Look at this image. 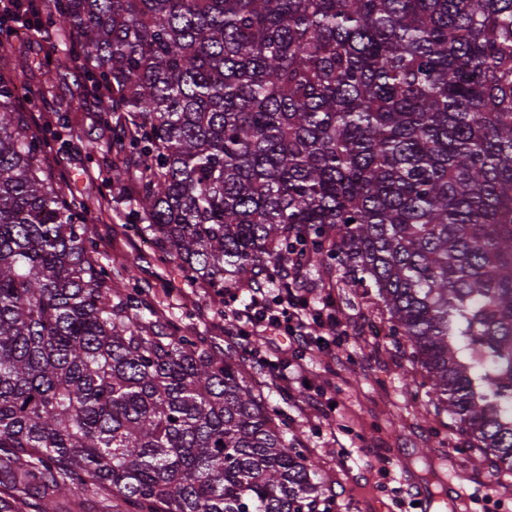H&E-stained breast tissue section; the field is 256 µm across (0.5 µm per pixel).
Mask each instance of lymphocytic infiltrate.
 Returning <instances> with one entry per match:
<instances>
[{
	"label": "lymphocytic infiltrate",
	"mask_w": 512,
	"mask_h": 512,
	"mask_svg": "<svg viewBox=\"0 0 512 512\" xmlns=\"http://www.w3.org/2000/svg\"><path fill=\"white\" fill-rule=\"evenodd\" d=\"M231 318L230 334L239 345L250 346L269 336L287 337V348H275L261 362L270 383L281 386L304 384L308 379L306 355L324 351L321 336L345 332L330 296L312 297L293 287L274 293L253 287L249 303L232 310Z\"/></svg>",
	"instance_id": "obj_1"
}]
</instances>
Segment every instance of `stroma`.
<instances>
[{
  "label": "stroma",
  "instance_id": "1",
  "mask_svg": "<svg viewBox=\"0 0 512 512\" xmlns=\"http://www.w3.org/2000/svg\"><path fill=\"white\" fill-rule=\"evenodd\" d=\"M43 51L42 45L29 43L22 34L8 36L0 42V72L15 75L26 97L23 118L32 130L53 136L43 164L47 170L64 172L65 193L87 205L88 233L102 259L111 260L120 272L134 268L136 282L119 279V288L145 289L147 304L177 322L183 334L207 337L217 352L241 356L247 379L268 403L288 413L290 438L318 462L324 483L340 503L339 512H418V496L436 504L438 477L445 471L455 472L468 491L463 512H512V478H499L488 460L462 447L444 418L424 416L422 398L408 385L409 380L420 379L419 369L403 346L390 337L375 336V328L385 323L383 316L368 312L341 281H333L326 290L335 299L348 334L330 352L308 362L312 384L335 398V411L304 412L302 394L266 384L255 354L224 334V310L247 302V282H233L223 296L210 297L205 281L186 285L160 261L155 239L131 225L128 203L116 202L119 183L95 178L98 170H111L116 147L94 105L80 112L69 107L86 91L82 69L69 61L53 79H46L36 66ZM19 57L32 64L21 74L14 71ZM385 467L390 476L382 475Z\"/></svg>",
  "mask_w": 512,
  "mask_h": 512
}]
</instances>
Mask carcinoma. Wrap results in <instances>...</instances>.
Masks as SVG:
<instances>
[{
    "label": "carcinoma",
    "instance_id": "obj_1",
    "mask_svg": "<svg viewBox=\"0 0 512 512\" xmlns=\"http://www.w3.org/2000/svg\"><path fill=\"white\" fill-rule=\"evenodd\" d=\"M188 281L341 272L434 414L512 475V0H62ZM0 74V512H335L242 364L112 288Z\"/></svg>",
    "mask_w": 512,
    "mask_h": 512
}]
</instances>
